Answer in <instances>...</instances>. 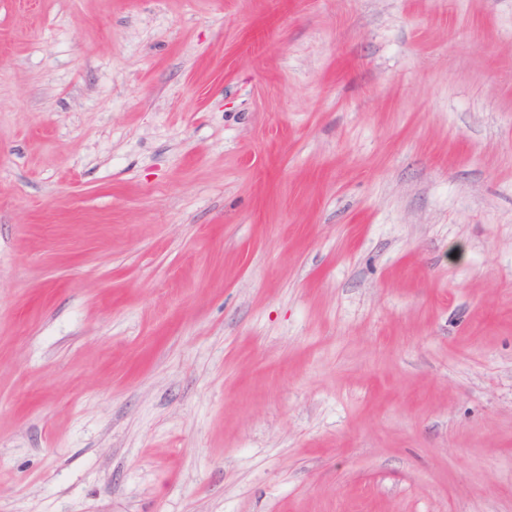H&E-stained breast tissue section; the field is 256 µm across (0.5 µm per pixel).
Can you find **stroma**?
Masks as SVG:
<instances>
[{
    "mask_svg": "<svg viewBox=\"0 0 512 512\" xmlns=\"http://www.w3.org/2000/svg\"><path fill=\"white\" fill-rule=\"evenodd\" d=\"M0 512H512V0H0Z\"/></svg>",
    "mask_w": 512,
    "mask_h": 512,
    "instance_id": "35a3bbf8",
    "label": "stroma"
}]
</instances>
